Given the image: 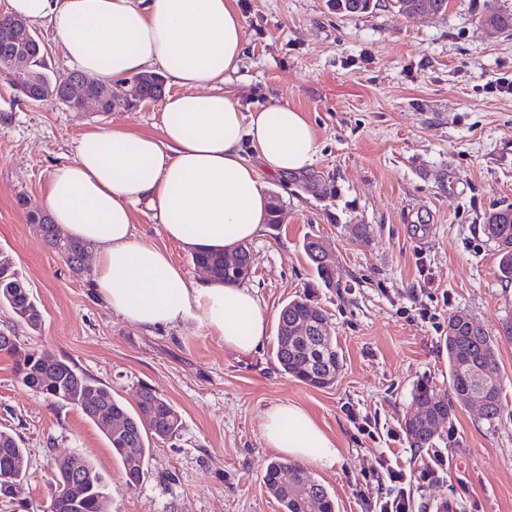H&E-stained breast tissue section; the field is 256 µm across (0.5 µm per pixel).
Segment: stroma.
Returning a JSON list of instances; mask_svg holds the SVG:
<instances>
[{"instance_id":"obj_1","label":"stroma","mask_w":512,"mask_h":512,"mask_svg":"<svg viewBox=\"0 0 512 512\" xmlns=\"http://www.w3.org/2000/svg\"><path fill=\"white\" fill-rule=\"evenodd\" d=\"M486 0H449L433 19L407 17L392 0L360 14L331 0H236L246 21L245 54L226 84L250 113L284 102L305 113L319 152L300 175L272 177L284 222L249 242L246 284L261 301L267 337L242 355L187 322L145 332L93 292L45 245L25 211H45L53 168L76 158L85 133L124 128L159 135L162 101L134 110L75 112L31 104L0 75V250L27 281L41 328L0 306V333L76 364L114 397L133 404L150 385L182 416V429L154 444L137 489L102 431L72 407L51 406L19 384L15 357L0 354V430L26 450V473L0 512H45L55 457L90 460L102 474V512H280L261 476L279 459L261 430L263 411L288 401L336 441L334 468L309 465L336 512H362V486L390 449L401 469L426 457L402 419L415 385L448 390L444 337L465 314L497 339L505 411L488 423L456 407L440 424L436 450L450 461L443 480L412 483L414 512L440 499L459 512H512V283L498 277V252L483 231L489 212L512 205V33L487 36ZM25 196L26 209L16 200ZM137 237L165 249L188 278L203 279L191 255L165 237L145 206L133 210ZM370 227L369 239L353 234ZM321 239L336 259L324 286L303 242ZM311 295L343 356L336 383L316 389L280 371L275 338L282 306ZM366 418L372 434H361Z\"/></svg>"}]
</instances>
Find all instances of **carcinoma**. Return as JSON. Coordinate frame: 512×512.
<instances>
[{
    "instance_id": "cac0c4a2",
    "label": "carcinoma",
    "mask_w": 512,
    "mask_h": 512,
    "mask_svg": "<svg viewBox=\"0 0 512 512\" xmlns=\"http://www.w3.org/2000/svg\"><path fill=\"white\" fill-rule=\"evenodd\" d=\"M480 19L490 22L501 33L512 31V12L493 4L487 7ZM30 69L38 74V82L44 85H53L58 79V76L47 72L39 55L32 58ZM28 219L38 225L46 245L56 251L75 274L85 273V268L78 263V257L87 249L84 243L62 235L55 224L40 223L34 213L28 214ZM483 231L497 245L500 278L512 283V206L490 212ZM310 247V243H304L305 254L315 267L318 279L325 285H331L330 272L314 257ZM192 262L206 267L213 278L226 284L240 282V279L225 273L224 255L220 253H198L192 256ZM0 305L7 307L18 321L32 330L39 329L42 324V312L27 282L16 270L10 255L2 251ZM310 315L316 320L327 319L325 311L313 305L308 295L296 296L283 305L278 323L288 322V335L276 336L275 356L285 373L311 387L327 388L336 383L343 367V357L332 337L297 334L298 322ZM446 358L449 386L456 403L448 402V395L429 382L415 385L410 402L412 406L424 408L430 417L438 421L451 418L454 405L464 406L474 396L480 371L496 368L495 338L482 324L467 315H455L448 321ZM48 359V353L39 349L27 351L17 363V380L53 405L80 409L83 416L96 425L99 421L94 418L89 400L109 401L112 417L120 427L112 432L104 428L102 432L122 462L127 486L137 488L145 476L150 441L170 440L181 431L182 417L177 408L148 385L140 387L135 405L130 408L115 398L107 386L72 363L55 358L49 365ZM503 410L502 385L497 383L491 387L483 418L494 423L502 419ZM403 430L412 447H435V430L414 422L408 412L404 415ZM19 448L20 442L13 434L0 431V471L10 466L9 459ZM83 464L92 478L80 490L79 512H98L99 499L104 496V479L91 463L85 460ZM285 471L291 476L286 483L281 480V473ZM262 480L283 512H335V501L326 487L297 463L272 461L266 466Z\"/></svg>"
}]
</instances>
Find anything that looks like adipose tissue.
I'll list each match as a JSON object with an SVG mask.
<instances>
[{
    "instance_id": "1",
    "label": "adipose tissue",
    "mask_w": 512,
    "mask_h": 512,
    "mask_svg": "<svg viewBox=\"0 0 512 512\" xmlns=\"http://www.w3.org/2000/svg\"><path fill=\"white\" fill-rule=\"evenodd\" d=\"M8 14L45 23L65 57L100 81L161 70L174 88L160 136L89 132L76 159L55 167L48 211L65 236L94 251V291L112 311L151 331L192 319L247 354L266 320L256 291L189 280L168 253L136 238L133 208L146 203L165 236L189 252H232L264 229L267 177L301 173L316 160L314 128L285 103L244 113L223 83L245 50L234 0H7ZM262 435L282 456L333 468L335 441L300 406L263 412Z\"/></svg>"
}]
</instances>
